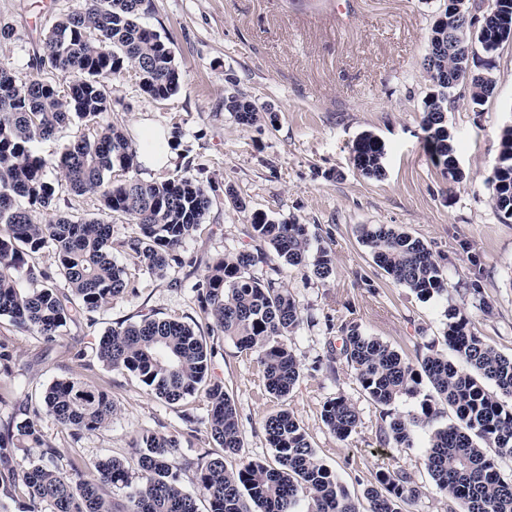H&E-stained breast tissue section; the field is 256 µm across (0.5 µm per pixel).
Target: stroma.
Here are the masks:
<instances>
[{
    "label": "stroma",
    "instance_id": "35a3bbf8",
    "mask_svg": "<svg viewBox=\"0 0 512 512\" xmlns=\"http://www.w3.org/2000/svg\"><path fill=\"white\" fill-rule=\"evenodd\" d=\"M145 24L172 48L181 88L165 101L144 95L134 71L109 81V121L132 139L146 126L169 133V166H139L136 177L163 181L191 175L216 188L202 229L179 250L182 264L159 276L135 266L125 247L138 228L113 215L112 259L126 267L132 289L94 313L68 323L46 340L0 316V343L12 353L0 371V418L20 416L54 380L76 377L107 391L118 405L110 426L72 438L50 417L41 428L62 459L80 461L85 477L98 460L129 459L137 439L154 432L176 437L183 485L198 494L194 467L200 457L224 450L204 425L189 428L183 414L206 417L209 401L197 393L170 404L127 371L96 356L100 337L144 313L198 317L195 283L217 258L249 248V214L259 210L277 222L317 226L319 243L332 254L327 281L301 268L281 267L278 276L299 302L305 322L290 342L302 375L284 398L266 392L256 354L221 339L211 361L213 380L234 400L243 447L232 465L273 458L264 420L288 410L318 456L350 491L379 470L403 469L423 485L410 512H446L423 463L430 430L417 431V445L395 448L383 441L380 407L360 390L353 371L336 360L341 341L330 318L356 320L371 336L408 356L432 345L443 349L448 306L470 318L475 331L499 352L512 355V219L494 205L492 167L500 135L512 126V43L494 54L495 88L481 106L458 88L446 119L463 174L452 182L436 167L422 130L423 102L432 90L423 69L431 27L444 0H148ZM79 0H0V21L14 37L0 49L17 81L29 76L27 62L41 53L49 28L79 8ZM237 91L274 121L244 127L224 110ZM370 132L385 144L384 174L363 176L351 146ZM233 186L247 211L234 208L224 189ZM362 224L402 226L427 245L448 281L447 296L426 300L396 285L358 239ZM345 396L361 423L341 441L324 425V402Z\"/></svg>",
    "mask_w": 512,
    "mask_h": 512
}]
</instances>
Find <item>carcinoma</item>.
<instances>
[{
    "instance_id": "carcinoma-1",
    "label": "carcinoma",
    "mask_w": 512,
    "mask_h": 512,
    "mask_svg": "<svg viewBox=\"0 0 512 512\" xmlns=\"http://www.w3.org/2000/svg\"><path fill=\"white\" fill-rule=\"evenodd\" d=\"M446 0L429 36L430 54L424 70L433 92L424 101V141L436 166L454 181L453 137L446 112L459 86L471 104L481 106L493 92L491 69L486 77L465 80L467 61L455 50L462 36L456 4ZM500 5L495 30L512 33V0ZM145 0H82L79 9L59 18L44 38L42 53L27 62L29 79L17 82L0 63V316L9 317L46 339L68 322L90 316L129 289L126 268L112 261V224L124 215L139 228L127 242L133 262L162 274L177 259L183 242L202 226L212 198L191 176L161 182L133 176L116 182L114 171L138 167L139 144L108 121L112 100L106 83L133 70L141 91L155 101L180 89V72L171 48L160 34L140 22ZM224 111L242 126L264 120L247 96L230 92ZM78 119L93 125V134L66 147L54 158L36 150L37 143ZM354 165L369 178L384 174L385 145L371 133L352 144ZM60 175V183L50 179ZM495 207L512 218V164L492 169ZM67 191V208L75 210L89 195L99 202V216L41 215L57 211L56 187ZM249 250L226 255L207 267L196 283L200 320L144 315L122 323L101 338L99 361L135 375L157 397L178 403L205 388L210 403L202 420L224 456H203L195 481L208 501V512H297L301 497L309 512H407L422 493L405 470L376 472L359 496H352L320 459L306 432L286 410L267 417L265 437L276 465L248 461L229 469L225 458L239 454L242 435L237 409L224 384L210 376L214 349L201 328L220 332L242 351L258 355L267 391L284 398L299 381L301 362L288 336L303 322L302 311L287 288L273 278H260L254 268L274 253L283 264L306 269L325 281L334 274L330 252L319 249L309 259L312 234L306 224L277 223L261 211L249 215ZM359 240L375 263L400 286L421 299L448 293V282L433 252L419 239L391 224H362ZM50 250L55 268L31 263L33 255ZM68 292L59 291L57 277ZM444 344L463 366L432 346L412 361L383 340L367 335L351 319L336 318L329 328L340 333V355L353 371L364 394L388 407L402 396H414L420 385L431 392L419 414L404 418L389 411L386 443L412 448L416 428L434 423L439 404L451 407L459 424L432 430L424 465L435 490L459 506L460 512H512V475L499 461L512 458V356L501 354L478 335L470 319L456 307L448 309ZM492 383L495 390L486 389ZM34 417L0 423V490L24 499L26 512H198L196 498L182 485V468L174 461L177 440L146 435L135 448L133 462L107 458L95 465L98 478L80 476V463L69 469L47 461L54 455L36 418H53L79 437L109 426L117 414L112 397L75 378L51 383ZM321 418L340 440L359 425L355 406L343 395L326 401ZM129 488L128 504L107 499L103 487Z\"/></svg>"
}]
</instances>
